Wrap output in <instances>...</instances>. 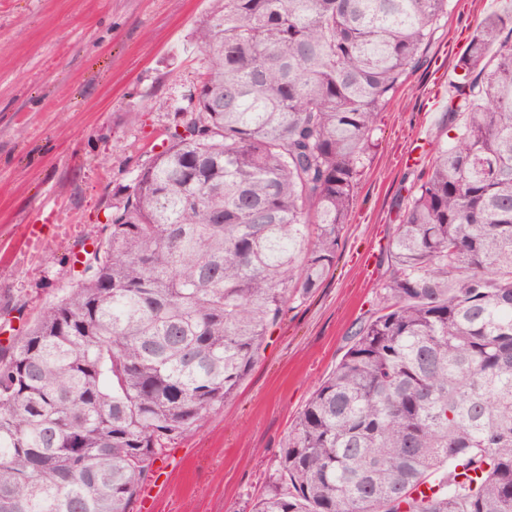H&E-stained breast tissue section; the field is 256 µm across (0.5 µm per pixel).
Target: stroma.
Listing matches in <instances>:
<instances>
[{"label":"stroma","instance_id":"stroma-1","mask_svg":"<svg viewBox=\"0 0 512 512\" xmlns=\"http://www.w3.org/2000/svg\"><path fill=\"white\" fill-rule=\"evenodd\" d=\"M512 0H449L434 40L378 114L336 267L291 303L236 395L153 466L156 512H251L281 443L356 325L377 312L386 250L419 166L448 140L461 54ZM208 0H0V344L77 286L74 255L103 238L113 194L161 151L206 68Z\"/></svg>","mask_w":512,"mask_h":512}]
</instances>
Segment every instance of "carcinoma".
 Wrapping results in <instances>:
<instances>
[{"label": "carcinoma", "mask_w": 512, "mask_h": 512, "mask_svg": "<svg viewBox=\"0 0 512 512\" xmlns=\"http://www.w3.org/2000/svg\"><path fill=\"white\" fill-rule=\"evenodd\" d=\"M448 0H210L183 132L83 280L0 347V512H130L336 263L376 120ZM512 14L390 244L383 306L284 438L254 512H512Z\"/></svg>", "instance_id": "cac0c4a2"}]
</instances>
